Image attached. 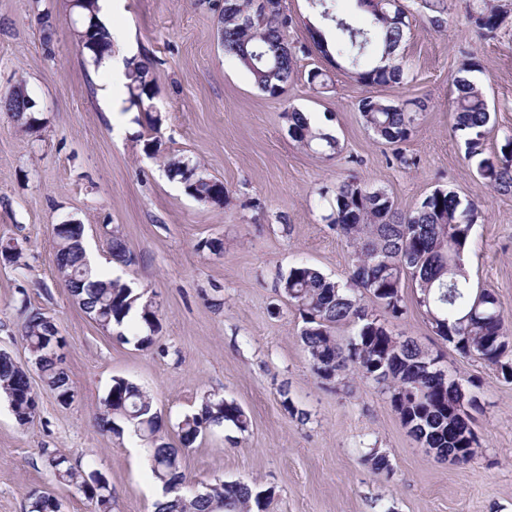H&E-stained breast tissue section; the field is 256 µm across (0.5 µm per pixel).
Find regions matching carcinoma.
Returning <instances> with one entry per match:
<instances>
[{
  "label": "carcinoma",
  "instance_id": "1",
  "mask_svg": "<svg viewBox=\"0 0 512 512\" xmlns=\"http://www.w3.org/2000/svg\"><path fill=\"white\" fill-rule=\"evenodd\" d=\"M97 0H83L81 11L90 23L80 53L99 64L111 47L109 33L97 20ZM255 0H224L218 18L224 37V54L237 61L250 74L256 87L273 98L282 97L297 74V55H306V46L292 47L285 38L288 18L284 12L270 18L255 16ZM310 8L321 20L335 24L337 37L329 43L317 36L315 49L346 67L351 77L368 88L385 87L403 81L405 63L397 49L409 29V17L401 0H380L378 8L358 21L341 13L339 0H309ZM430 23L443 24L444 0H423ZM470 24L493 37L505 24L500 0H472L466 5ZM480 71L474 58L462 61L452 79L454 129L465 149V159L475 164L485 185L499 193H512V135L504 137L499 149L485 154L484 140L491 125V112L485 95L473 73ZM128 102L137 107L155 96L153 62L134 58L127 62ZM0 108L9 113L23 130L34 135L42 127L38 113L15 93L0 98ZM419 104L413 110L405 103L368 95L360 99L358 111L364 125L376 139L398 145L412 134ZM288 133L302 147L334 155L336 138L312 127L302 112H285ZM144 150L163 156L168 175L178 179L186 194L212 206L228 203L229 196L218 198L219 186L207 182L183 156L162 150L158 134L163 117L146 116ZM333 195V206L324 216L337 236L351 248L352 276L346 287L326 277L316 267L300 263L281 275L279 287L298 309L304 327L300 337L312 371L325 381L348 373L357 374L379 385L410 435L423 440L426 448H440L463 460L466 448L478 440L472 428L471 411L476 400L462 394L459 380L432 373L420 365L422 348L413 340L399 344L390 337L388 323L406 313L402 281L409 277L416 288V304L429 320L432 332L464 356H475L512 376V323L498 306L493 292L476 289L464 269L467 250L478 206L448 189L438 188L427 195L411 213H402L381 190H370L356 181H343L326 188L320 196ZM73 228L54 229L59 279L77 299L88 316L106 330L116 331L121 341L128 337L120 331L125 318L139 308L140 322L148 334L137 337L143 347L154 342L158 314L152 301H141L144 293L120 279H112L93 269L85 251L72 244ZM112 259L130 265L134 257L117 235H112ZM377 309L370 308V305ZM26 314L22 337L31 361L46 385L61 395L71 389L69 378L52 355V344L59 326L39 311L23 309ZM358 326L356 334L345 340L336 337V329ZM24 367L6 354L0 358V393L21 425L34 418L38 400L27 386ZM101 418L106 431L122 437L127 429L151 448L150 470L165 494L174 498L155 504V512H264L271 498L269 490H257L242 482L219 481L200 491L181 494L185 483L180 471V454L198 438L218 427L231 424L240 431L248 427L241 407L219 397H207L198 411L178 424L181 447L175 448L160 435L159 415L153 398L139 385L125 378L112 380L104 399ZM68 454L55 451L45 458V466L55 479L75 487L94 505V512H113L112 487L90 484L92 472L64 461ZM61 504L52 494L31 495L30 512H59Z\"/></svg>",
  "mask_w": 512,
  "mask_h": 512
}]
</instances>
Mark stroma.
<instances>
[{
  "label": "stroma",
  "instance_id": "1",
  "mask_svg": "<svg viewBox=\"0 0 512 512\" xmlns=\"http://www.w3.org/2000/svg\"><path fill=\"white\" fill-rule=\"evenodd\" d=\"M402 2L411 22L399 48L402 83L361 86L315 52L300 57L294 82L277 99L225 56L217 30L224 0H124L112 27L154 62L161 140L223 182L230 201L214 207L188 196L145 154L137 108L107 114L99 95L106 76L80 54L64 0H0V93L25 82L43 119L39 136H28L0 112V244L22 254L17 266L0 261V349L28 364L19 311L28 301L66 336L63 367L74 392L61 403L31 371L39 408L24 426L0 400V512H29L35 490L53 493L62 512H92L82 493L45 467L55 450L106 476L114 512H154L159 489L145 453L96 421L116 377L153 397L161 432L175 446L178 422L209 395L247 414V430L225 426L183 452L186 491L244 482L273 490L266 512H512V378L434 335L414 285H405L407 311L390 331L443 354L449 375L480 406L472 427L481 455L468 464L438 462L375 383L313 374L299 338L302 318L279 288L280 273L301 262L341 285L350 277L351 250L324 219L321 187L353 176L386 191L404 213L447 188L482 213L468 274L473 286L495 293L512 321V193L485 186L465 160L450 106L453 75L476 57L474 78L494 114L487 153L512 135V23L488 38L470 26L466 0H451L439 28L421 0ZM46 16L54 24L48 45ZM316 66L331 76L318 92L307 83ZM370 94L424 102L408 140H375L358 111ZM290 106L325 121L339 141L337 157L292 140L283 117ZM67 219L83 224L90 256H110L113 234L124 238L134 261L114 274L153 301L159 330L152 345L118 341L61 284L53 228ZM287 398L293 410L285 409ZM372 450L387 456L389 470L364 464Z\"/></svg>",
  "mask_w": 512,
  "mask_h": 512
}]
</instances>
